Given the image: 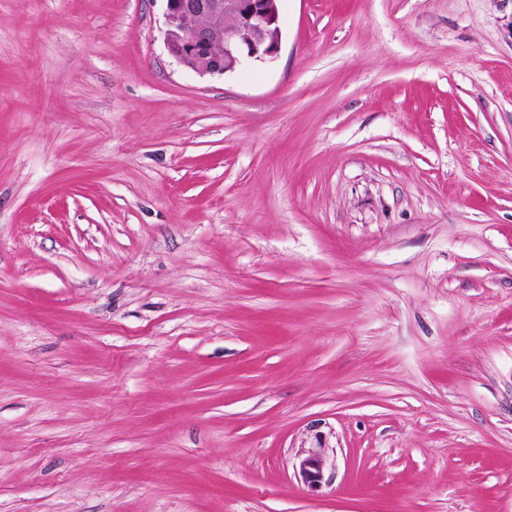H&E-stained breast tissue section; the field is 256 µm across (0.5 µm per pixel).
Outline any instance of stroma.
Listing matches in <instances>:
<instances>
[{
  "label": "stroma",
  "instance_id": "obj_1",
  "mask_svg": "<svg viewBox=\"0 0 512 512\" xmlns=\"http://www.w3.org/2000/svg\"><path fill=\"white\" fill-rule=\"evenodd\" d=\"M279 8L0 0V512H512V0ZM169 55L201 75L268 63L280 49L278 0H163ZM324 460L321 448L304 450L298 463V474L302 482L311 489L321 488L324 482Z\"/></svg>",
  "mask_w": 512,
  "mask_h": 512
}]
</instances>
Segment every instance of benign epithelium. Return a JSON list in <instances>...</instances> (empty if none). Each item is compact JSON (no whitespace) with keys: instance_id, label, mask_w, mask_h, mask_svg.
<instances>
[{"instance_id":"benign-epithelium-1","label":"benign epithelium","mask_w":512,"mask_h":512,"mask_svg":"<svg viewBox=\"0 0 512 512\" xmlns=\"http://www.w3.org/2000/svg\"><path fill=\"white\" fill-rule=\"evenodd\" d=\"M165 44L178 63L201 75L235 72L247 61L268 63L280 49L278 0H165ZM319 448L303 451L298 474L311 489L324 482Z\"/></svg>"}]
</instances>
